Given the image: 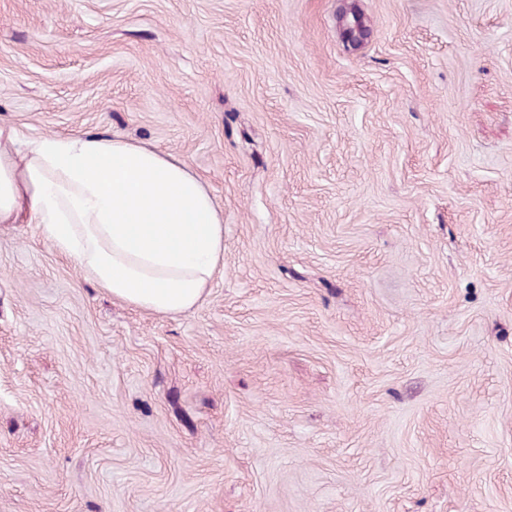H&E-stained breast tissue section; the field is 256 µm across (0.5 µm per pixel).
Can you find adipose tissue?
I'll return each instance as SVG.
<instances>
[{
  "label": "adipose tissue",
  "mask_w": 512,
  "mask_h": 512,
  "mask_svg": "<svg viewBox=\"0 0 512 512\" xmlns=\"http://www.w3.org/2000/svg\"><path fill=\"white\" fill-rule=\"evenodd\" d=\"M0 224H36L113 299L198 306L224 266V214L178 156L123 136L21 141L0 125Z\"/></svg>",
  "instance_id": "ef3b65f1"
}]
</instances>
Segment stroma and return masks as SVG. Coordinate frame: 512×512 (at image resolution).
<instances>
[{
    "label": "stroma",
    "instance_id": "stroma-1",
    "mask_svg": "<svg viewBox=\"0 0 512 512\" xmlns=\"http://www.w3.org/2000/svg\"><path fill=\"white\" fill-rule=\"evenodd\" d=\"M0 0V125L183 159L198 307L0 224V512H512V0Z\"/></svg>",
    "mask_w": 512,
    "mask_h": 512
}]
</instances>
